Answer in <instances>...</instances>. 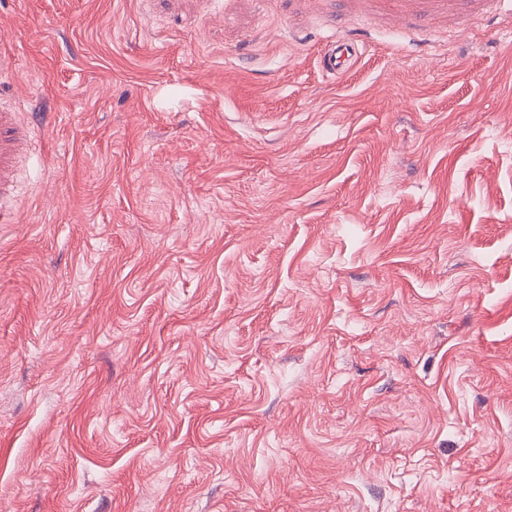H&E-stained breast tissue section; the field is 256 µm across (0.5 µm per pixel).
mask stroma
I'll return each instance as SVG.
<instances>
[{
    "label": "stroma",
    "mask_w": 512,
    "mask_h": 512,
    "mask_svg": "<svg viewBox=\"0 0 512 512\" xmlns=\"http://www.w3.org/2000/svg\"><path fill=\"white\" fill-rule=\"evenodd\" d=\"M430 27L0 0V512H512V11ZM360 49L351 39L339 38L325 46L320 56V66L331 75L343 76L358 60Z\"/></svg>",
    "instance_id": "35a3bbf8"
}]
</instances>
